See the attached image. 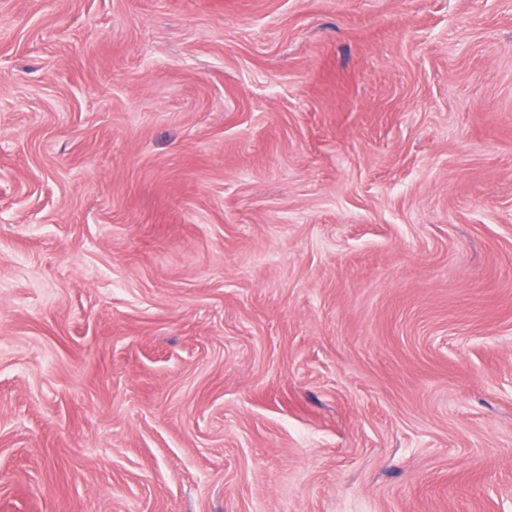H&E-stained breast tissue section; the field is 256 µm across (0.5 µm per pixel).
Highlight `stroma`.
<instances>
[{
	"label": "stroma",
	"instance_id": "1",
	"mask_svg": "<svg viewBox=\"0 0 512 512\" xmlns=\"http://www.w3.org/2000/svg\"><path fill=\"white\" fill-rule=\"evenodd\" d=\"M0 512H512V0H0Z\"/></svg>",
	"mask_w": 512,
	"mask_h": 512
}]
</instances>
